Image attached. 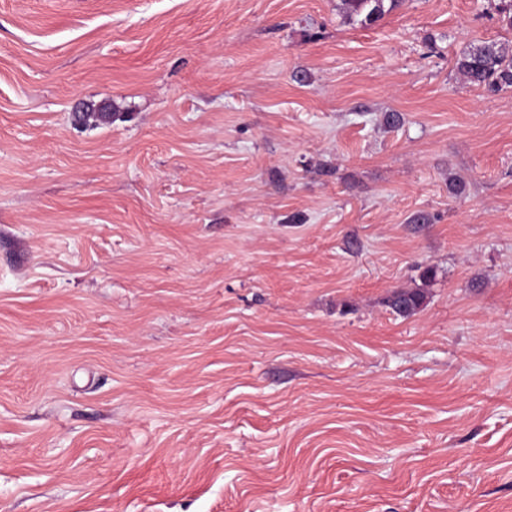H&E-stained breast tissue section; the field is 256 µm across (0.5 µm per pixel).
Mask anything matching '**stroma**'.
Here are the masks:
<instances>
[{
	"label": "stroma",
	"instance_id": "35a3bbf8",
	"mask_svg": "<svg viewBox=\"0 0 512 512\" xmlns=\"http://www.w3.org/2000/svg\"><path fill=\"white\" fill-rule=\"evenodd\" d=\"M499 2L0 0V512H512ZM344 13L350 20L368 27L400 5V0H341ZM456 69L470 84L490 92L512 87V43L485 41L460 55ZM424 298L421 289L396 290L387 298L386 304L395 314L407 317L420 309Z\"/></svg>",
	"mask_w": 512,
	"mask_h": 512
}]
</instances>
